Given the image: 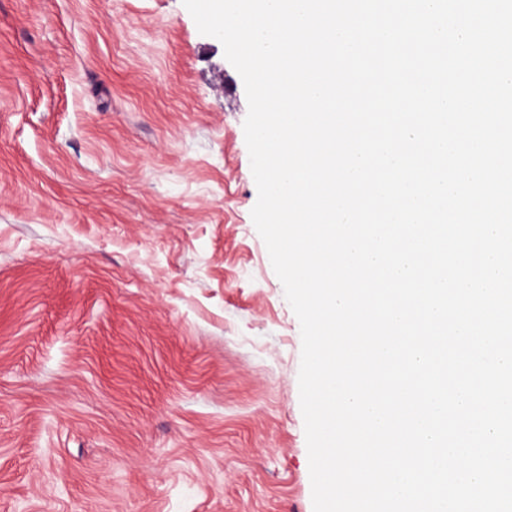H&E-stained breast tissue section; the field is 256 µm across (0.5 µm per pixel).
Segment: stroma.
Masks as SVG:
<instances>
[{"label":"stroma","instance_id":"obj_1","mask_svg":"<svg viewBox=\"0 0 512 512\" xmlns=\"http://www.w3.org/2000/svg\"><path fill=\"white\" fill-rule=\"evenodd\" d=\"M247 113L182 0H0V512H313Z\"/></svg>","mask_w":512,"mask_h":512}]
</instances>
